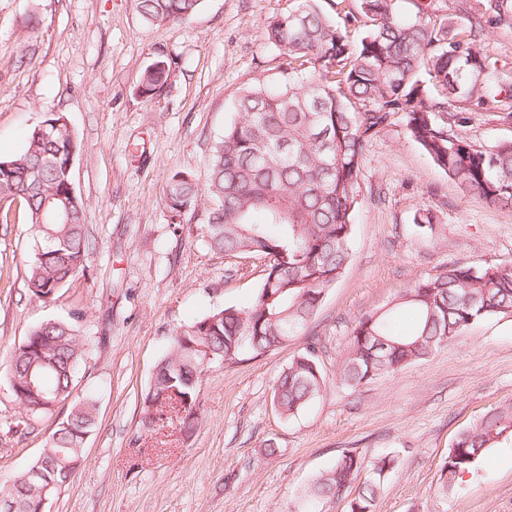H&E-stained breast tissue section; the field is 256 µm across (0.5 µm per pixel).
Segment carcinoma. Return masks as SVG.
Masks as SVG:
<instances>
[{"instance_id": "obj_1", "label": "carcinoma", "mask_w": 512, "mask_h": 512, "mask_svg": "<svg viewBox=\"0 0 512 512\" xmlns=\"http://www.w3.org/2000/svg\"><path fill=\"white\" fill-rule=\"evenodd\" d=\"M201 3L139 0V8L144 22L163 25L191 18ZM478 6L512 18V0H478ZM359 22L367 34L353 48L346 32ZM267 39L281 57L279 77L239 91L224 135L211 148L208 183L202 187L178 172L166 200L177 213L214 201L205 226L209 249L232 257L259 255L268 259L267 268L249 306L213 309L171 336L143 397L147 428L173 409L174 391L191 431L206 368L276 350L307 325L351 260L366 144L397 120H404L407 136L464 192L512 207V141L476 146L459 133L470 120L467 113L448 110L452 102H472L512 121V80L451 18L412 19L402 15L399 0H360L357 12L335 21L314 0H305L268 24ZM168 76L169 67L158 61L145 69L139 91L154 95ZM46 122L50 133L36 125L20 155L0 160V202L18 200L27 212L37 238L26 274L28 294L50 303L86 268L90 242L86 203L69 196L67 169L79 150L77 138L62 117ZM62 195L69 220L46 223L45 199ZM402 307L417 314L408 334L393 326ZM498 316H512V265H448L406 289L390 308L356 321L340 378L355 388L399 371L474 323ZM83 320V313L74 312L39 322L9 356L10 386L25 413L43 416L71 400L33 468L60 470L64 462L78 463L85 435L95 427L96 393L72 397L74 379L97 346ZM378 337L390 342L386 350L374 349ZM31 371L41 375L35 388L27 385ZM323 386L316 346L310 343L276 378L272 404L289 421ZM508 432L511 410L490 412L463 430L448 449L441 490L453 488ZM398 466L396 456H379L357 485L364 458L346 450L303 488L301 512H318L320 504L342 498L354 486L349 512H375L384 483ZM44 497L43 487L23 472L0 485V504L13 501L16 512H47L41 509Z\"/></svg>"}]
</instances>
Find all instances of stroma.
I'll return each instance as SVG.
<instances>
[{
  "mask_svg": "<svg viewBox=\"0 0 512 512\" xmlns=\"http://www.w3.org/2000/svg\"><path fill=\"white\" fill-rule=\"evenodd\" d=\"M301 2L203 0L187 21L150 26L138 0H0V159L22 152L33 126L63 116L80 143L72 184L92 244L84 273L43 304L26 290L35 243L19 203L0 224V481L30 466L68 411L21 413L7 374L12 348L32 325L75 311L101 339L74 388L96 390L98 423L48 512H296L300 487L352 449L369 462L400 457L376 512H512V435L455 490L438 491L458 434L512 406V317L479 321L426 360L359 388L339 380L359 317L449 264H512V209L463 194L400 122L367 144L351 261L307 328L286 346L207 371L193 432L174 412L142 425L143 394L172 333L212 309L248 306L261 284L262 260L206 246L210 203L178 214L166 189L179 171L206 183L239 90L278 71L269 21ZM421 6L473 29L478 47L512 70L511 22L483 15L476 0H401L411 16ZM158 59L168 81L143 96L142 74ZM455 108L470 113L473 144L512 140L499 113ZM423 210L432 221L420 226L413 218ZM313 340L327 385L283 421L273 384Z\"/></svg>",
  "mask_w": 512,
  "mask_h": 512,
  "instance_id": "1",
  "label": "stroma"
}]
</instances>
